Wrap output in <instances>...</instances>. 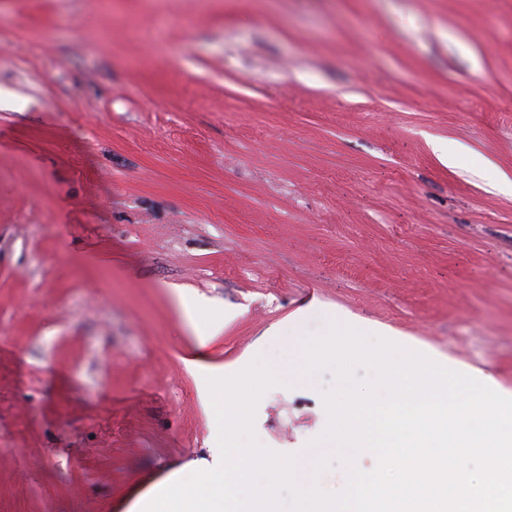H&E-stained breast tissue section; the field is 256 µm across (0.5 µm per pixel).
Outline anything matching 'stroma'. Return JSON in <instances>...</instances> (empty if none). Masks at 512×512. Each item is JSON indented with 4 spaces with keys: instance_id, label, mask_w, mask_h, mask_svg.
Wrapping results in <instances>:
<instances>
[{
    "instance_id": "stroma-1",
    "label": "stroma",
    "mask_w": 512,
    "mask_h": 512,
    "mask_svg": "<svg viewBox=\"0 0 512 512\" xmlns=\"http://www.w3.org/2000/svg\"><path fill=\"white\" fill-rule=\"evenodd\" d=\"M501 170L512 0H0V512L210 459L189 359L244 369L309 304L512 393ZM335 384L267 390L263 445Z\"/></svg>"
}]
</instances>
